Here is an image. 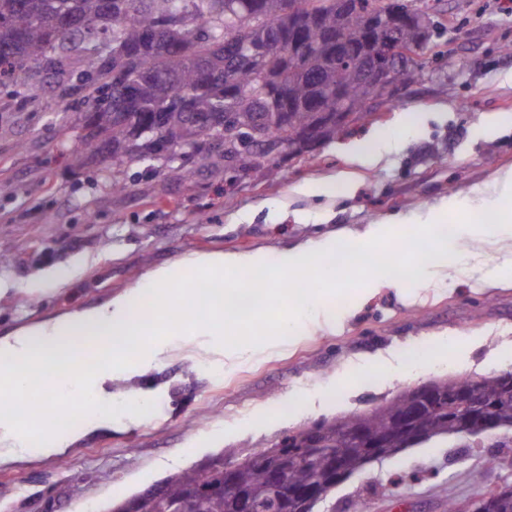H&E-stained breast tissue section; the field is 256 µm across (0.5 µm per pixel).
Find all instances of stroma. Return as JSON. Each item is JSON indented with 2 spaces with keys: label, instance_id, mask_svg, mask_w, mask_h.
Instances as JSON below:
<instances>
[{
  "label": "stroma",
  "instance_id": "obj_1",
  "mask_svg": "<svg viewBox=\"0 0 512 512\" xmlns=\"http://www.w3.org/2000/svg\"><path fill=\"white\" fill-rule=\"evenodd\" d=\"M446 30L433 40L419 80L382 119L348 130L305 159L281 160L275 180L234 179L222 148L189 183L139 166L112 190V162L80 147L84 112L61 100L46 73L29 71L26 91L0 85V337L21 326L98 307L140 287L145 273L210 252L280 251L310 238L395 216L429 222L436 205L468 197L467 220L486 215L478 190L512 171V0H425ZM410 123L375 166L352 162L345 145ZM309 185L311 194L299 193ZM512 252L489 248L447 278L418 288L346 278L318 314L316 331L265 336L247 348L187 327L141 376H103L94 390L107 416L59 454L38 440L0 464V512H103L169 475L220 454L274 447L317 422L359 413L401 390L443 377L481 378L512 368ZM66 282L44 294L50 271ZM428 346L416 371L408 347ZM381 356L378 377L363 370ZM138 393L142 406L127 412ZM512 482V447L490 434L439 437L374 462L337 485L315 512H447L478 482Z\"/></svg>",
  "mask_w": 512,
  "mask_h": 512
}]
</instances>
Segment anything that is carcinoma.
Instances as JSON below:
<instances>
[{"label":"carcinoma","mask_w":512,"mask_h":512,"mask_svg":"<svg viewBox=\"0 0 512 512\" xmlns=\"http://www.w3.org/2000/svg\"><path fill=\"white\" fill-rule=\"evenodd\" d=\"M437 19L422 39H403L426 54ZM351 46L354 63L336 60L333 38ZM246 40L247 55L233 50ZM381 30L346 0H0V76L24 84L31 64L58 83L62 99L76 96L87 112L83 150L109 151L112 169L160 164L166 178L188 183L211 163L202 143L224 141V170L268 180L277 155L295 143L323 144L340 134L339 117L365 119L377 102L378 78L360 71ZM78 54L90 81L70 78L69 54ZM189 150L188 165L176 150ZM444 396L460 393L490 401L499 430L512 433V389L499 375L444 378ZM410 402L403 390L364 425L396 440ZM328 441L303 449L299 436L283 440L285 483L271 496L264 453L234 471L196 466L163 481L161 495H135L136 512H280L288 490L313 483L327 499L332 460L354 465L364 453L349 435L336 446V425L318 423Z\"/></svg>","instance_id":"cac0c4a2"}]
</instances>
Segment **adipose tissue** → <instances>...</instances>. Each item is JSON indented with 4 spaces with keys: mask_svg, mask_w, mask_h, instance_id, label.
Masks as SVG:
<instances>
[{
    "mask_svg": "<svg viewBox=\"0 0 512 512\" xmlns=\"http://www.w3.org/2000/svg\"><path fill=\"white\" fill-rule=\"evenodd\" d=\"M507 196H512V172L495 180L492 198L497 207L492 222L463 225L454 235L448 234L438 220L423 224L424 244L408 264L407 274H400L393 262L379 264L371 274L373 287L419 286L431 271L447 268L458 259L465 239L511 245L512 207L499 204ZM401 234L394 223L376 221L360 232L308 239L284 250L274 266L262 250L201 254L149 272L147 285L156 295L150 313L134 310L131 298L118 297L93 310H77L65 319L0 339V420L12 416L10 401L22 399L30 381L50 370L55 371L60 384L69 386L87 385L107 362L117 370L145 372L167 349V337L181 334L191 319V304L172 293L187 272L208 282L209 292L216 298L210 315L198 326L199 333L218 339L229 335L247 345L269 334H294L303 323L302 312L321 309L325 288L336 285V272L328 263L330 257L377 253ZM297 276L314 283L313 289L300 298L289 287ZM243 295L249 296L250 303L240 309L235 302ZM83 337L99 343L96 357H87L79 349L78 342ZM70 400V395L62 392L47 397L42 407L30 409V417L49 433L41 443V454H57L74 440L73 432L51 428L57 407Z\"/></svg>",
    "mask_w": 512,
    "mask_h": 512,
    "instance_id": "obj_1",
    "label": "adipose tissue"
}]
</instances>
